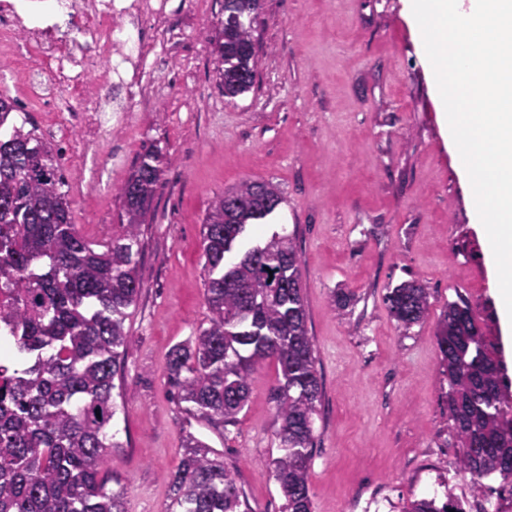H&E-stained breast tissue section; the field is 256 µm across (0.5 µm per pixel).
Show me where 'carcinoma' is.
<instances>
[{"mask_svg":"<svg viewBox=\"0 0 512 512\" xmlns=\"http://www.w3.org/2000/svg\"><path fill=\"white\" fill-rule=\"evenodd\" d=\"M261 0H224L216 73L224 96L251 89ZM15 101L0 97V512H125L124 489L107 488L116 414L114 383L131 336L128 309L141 293L139 227L159 184V155L145 150L120 188L126 224L109 241L87 240L71 222L51 144L36 129L9 125ZM278 187L246 180L219 196L203 227L207 326L175 344L166 362L171 394L186 411L222 426L236 421L252 376L277 366L271 399L280 454L267 471L284 512H312L308 475L314 416L322 388L309 334L296 235L271 236L236 262L226 256L247 229L282 203ZM389 312L408 330L429 315L428 288L410 279L388 289ZM436 344L461 468L512 484V393L470 303L444 307ZM171 485V512H249L236 475L204 440L190 434ZM405 512H462L459 502H410Z\"/></svg>","mask_w":512,"mask_h":512,"instance_id":"obj_1","label":"carcinoma"}]
</instances>
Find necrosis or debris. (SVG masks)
I'll use <instances>...</instances> for the list:
<instances>
[{"mask_svg": "<svg viewBox=\"0 0 512 512\" xmlns=\"http://www.w3.org/2000/svg\"><path fill=\"white\" fill-rule=\"evenodd\" d=\"M179 14L172 0H0V64H16L22 96L45 113L48 133H81L78 174L96 164L105 139L112 164H122L136 111L167 91L162 76L175 58L192 55ZM97 64L108 82H90Z\"/></svg>", "mask_w": 512, "mask_h": 512, "instance_id": "obj_1", "label": "necrosis or debris"}]
</instances>
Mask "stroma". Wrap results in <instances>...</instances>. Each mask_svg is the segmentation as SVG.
<instances>
[{"instance_id": "35a3bbf8", "label": "stroma", "mask_w": 512, "mask_h": 512, "mask_svg": "<svg viewBox=\"0 0 512 512\" xmlns=\"http://www.w3.org/2000/svg\"><path fill=\"white\" fill-rule=\"evenodd\" d=\"M181 0L194 58L191 77L136 116L131 147L109 184L68 192L73 224L89 240L118 235L119 190L146 148L162 176L141 227V295L128 321L133 343L116 377L119 441L106 474L125 490L126 512H167L184 439L206 440L236 473L252 512H282L267 473L278 455L270 389L277 367L253 376L236 422L216 428L170 395L172 348L206 320L202 224L225 190L248 179L281 189L266 232H296L308 328L323 396L309 477L313 512H403L420 498L452 496L464 512L492 503L512 512V485L475 492L459 463L439 368L436 322L467 299L499 340L484 242L469 195L437 122V103L402 0H263L253 87L230 99L212 44L222 0L204 18ZM417 279L429 315L399 328L384 301ZM351 300L335 305L333 292Z\"/></svg>"}]
</instances>
